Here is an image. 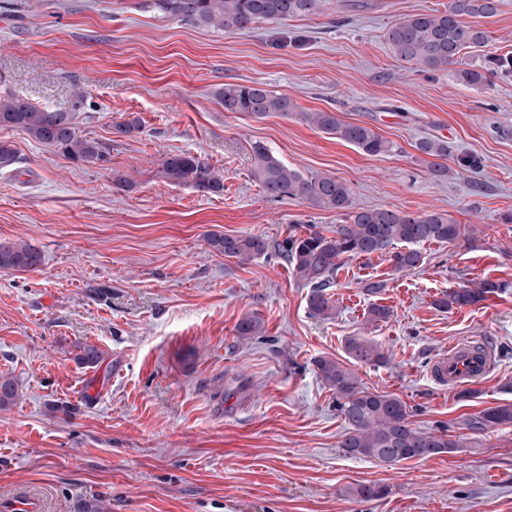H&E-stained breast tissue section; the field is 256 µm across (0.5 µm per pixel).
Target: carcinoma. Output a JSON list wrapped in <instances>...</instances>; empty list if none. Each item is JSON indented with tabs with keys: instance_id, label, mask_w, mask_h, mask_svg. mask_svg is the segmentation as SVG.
<instances>
[{
	"instance_id": "carcinoma-1",
	"label": "carcinoma",
	"mask_w": 512,
	"mask_h": 512,
	"mask_svg": "<svg viewBox=\"0 0 512 512\" xmlns=\"http://www.w3.org/2000/svg\"><path fill=\"white\" fill-rule=\"evenodd\" d=\"M502 0H448V7L431 13L407 15L387 30L385 37L396 55L408 64L426 71L450 70L454 79L479 90L492 85L494 73L508 74L511 69L461 67L464 55L481 50L490 41V32L465 18H491L498 14ZM325 0H153V7L167 17L224 31L245 29L258 21L282 22L298 16L322 13ZM214 96L226 112H244L262 118L272 112H299L307 125L334 135L366 155L379 156L392 150L390 143L374 129L341 121L336 113L324 110L298 111L295 103L254 82L250 85L226 83L214 90ZM86 94L77 88L73 104L65 112L49 111L17 95H0V128L16 130L73 162L96 165L109 161L105 146L82 134L80 112ZM431 176L440 181L455 176L460 170L473 171L481 159L472 154L458 156L448 141L423 137L415 143ZM251 174L264 192L273 199L284 197L307 201L319 209L347 211L344 223L327 236L316 226H306L305 233H293L282 241L270 242L261 236H229L213 234L210 247L217 253L234 258L240 264L266 256L282 260L295 281L309 288L308 306L313 315L330 319L336 308L329 293L335 284L341 260L386 256L392 271H409L421 262L417 247L429 243H454L469 235V229L439 212L410 214L386 208L352 210L350 187L332 177L305 175L275 157L264 145L252 146ZM160 176L169 184L195 192L219 194L224 191V175L211 164L190 153L163 157ZM42 262L41 252L26 241H0V272L31 270ZM505 285L484 280L477 288H461L448 292L436 301L441 309L474 305L497 294ZM262 331L256 317H245L236 326L237 336L250 340ZM347 361L330 357L315 360L317 374L332 391L336 411L346 424L341 442L345 454L372 459L384 465H395L410 459H428L452 454L464 443L441 427L436 433L422 431L410 421L409 406L399 397L369 391L353 364L384 366L389 361L382 344L366 336H350L345 340ZM77 359L89 366L102 363V352L93 345L82 348ZM18 398L14 379L0 377V409L12 406ZM464 425L482 433L495 426L512 425V403L484 409L469 416ZM350 493L363 501L386 494L383 487L360 485Z\"/></svg>"
}]
</instances>
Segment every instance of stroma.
I'll use <instances>...</instances> for the list:
<instances>
[{"mask_svg":"<svg viewBox=\"0 0 512 512\" xmlns=\"http://www.w3.org/2000/svg\"><path fill=\"white\" fill-rule=\"evenodd\" d=\"M447 4L326 0L319 15L224 32L163 16L151 0H5L0 94L67 111L82 88L80 128L109 146L110 161L77 165L0 130L18 157L0 169V240L29 242L43 258L33 271L0 272V374L19 387L0 410V492L37 489L49 512H512V426H463L512 402V75L472 90L400 60L385 39L405 15ZM482 25L493 40L466 66L512 57V0ZM251 82L299 111L367 125L394 149L368 156L297 114L228 112L213 95ZM133 118L138 132H115ZM427 135L479 157L480 171L433 179L415 148ZM257 143L345 182L353 208L442 212L475 235L422 245L421 264L399 274L381 255L343 260L336 314L315 317L285 263L242 266L208 245L213 233L273 241L345 219L268 197L251 175ZM177 152L220 169L223 194L159 178L163 156ZM117 171L132 189L114 184ZM486 279L505 290L436 307ZM369 281L382 290L367 293ZM374 303L391 315L365 324ZM247 316L260 318L261 336H237ZM353 335L390 357L356 366L368 390L402 399L415 427H451L463 449L391 467L345 454V423L314 360L344 359ZM459 341L492 357L468 400L431 376ZM86 344L103 352L98 367L77 362ZM361 484L388 493L364 502L350 493Z\"/></svg>","mask_w":512,"mask_h":512,"instance_id":"1","label":"stroma"}]
</instances>
